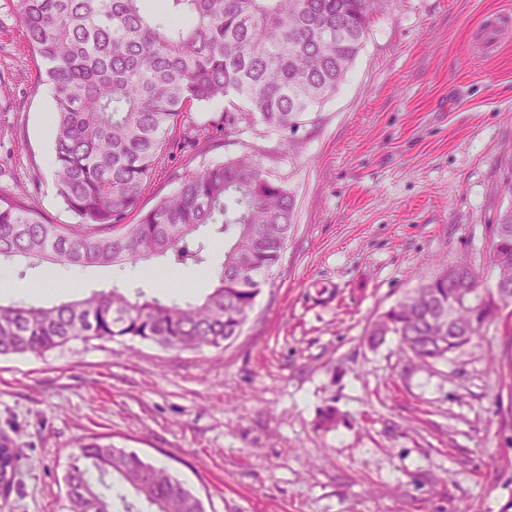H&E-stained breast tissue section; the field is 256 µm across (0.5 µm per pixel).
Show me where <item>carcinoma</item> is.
<instances>
[{
    "mask_svg": "<svg viewBox=\"0 0 512 512\" xmlns=\"http://www.w3.org/2000/svg\"><path fill=\"white\" fill-rule=\"evenodd\" d=\"M397 0H18L31 51L51 87L54 176L75 224H51L0 196V262L124 268L161 257L201 267L216 281L204 299L166 300L114 284L51 307L0 302V355H42L72 340L146 341L185 351L236 338L261 286L279 264L294 200L258 163L242 156L184 174L152 209L140 200L166 162L216 134L262 124L294 135L336 93L363 48L372 19ZM224 102L215 120L195 106ZM178 137L170 138L175 128ZM138 213L134 224L125 220ZM202 226L209 227L199 236ZM494 244L512 258V209ZM224 250L217 267L215 249ZM495 289L468 265L421 284L372 323L371 340L398 337L427 365L446 360L498 318ZM17 470L0 435V512ZM132 489L151 512H205L202 500L159 464L92 438L66 473L72 512H115L106 490Z\"/></svg>",
    "mask_w": 512,
    "mask_h": 512,
    "instance_id": "1",
    "label": "carcinoma"
}]
</instances>
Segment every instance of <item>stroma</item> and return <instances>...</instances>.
I'll return each mask as SVG.
<instances>
[{"instance_id":"stroma-1","label":"stroma","mask_w":512,"mask_h":512,"mask_svg":"<svg viewBox=\"0 0 512 512\" xmlns=\"http://www.w3.org/2000/svg\"><path fill=\"white\" fill-rule=\"evenodd\" d=\"M0 0V192L75 223L52 176L54 103L15 5ZM251 156L292 193L293 229L238 338L173 351L72 341L0 356V433L19 451L11 512H68L79 441L103 437L183 480L205 512H512V322L421 366L369 324L443 263L493 282L495 224L512 206V0H398L336 94L295 136L258 126L172 163ZM42 266L18 297L52 306L133 269ZM338 413L317 427L320 409Z\"/></svg>"}]
</instances>
